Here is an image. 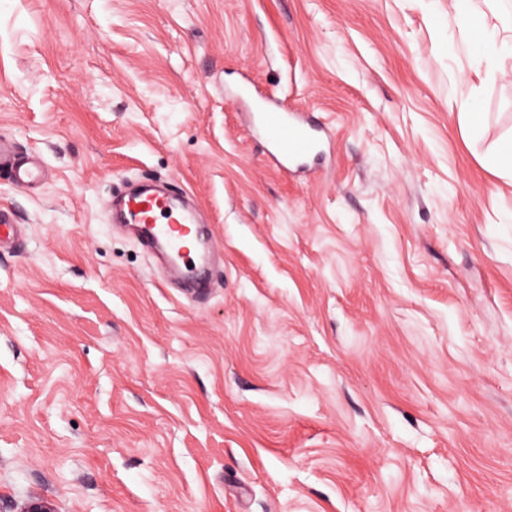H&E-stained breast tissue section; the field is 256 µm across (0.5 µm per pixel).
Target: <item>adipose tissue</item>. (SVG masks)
Returning <instances> with one entry per match:
<instances>
[{"instance_id":"ef3b65f1","label":"adipose tissue","mask_w":512,"mask_h":512,"mask_svg":"<svg viewBox=\"0 0 512 512\" xmlns=\"http://www.w3.org/2000/svg\"><path fill=\"white\" fill-rule=\"evenodd\" d=\"M460 38L472 44L471 71L480 83L505 77L512 60V0H451Z\"/></svg>"}]
</instances>
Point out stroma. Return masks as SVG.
I'll return each mask as SVG.
<instances>
[{"label":"stroma","instance_id":"35a3bbf8","mask_svg":"<svg viewBox=\"0 0 512 512\" xmlns=\"http://www.w3.org/2000/svg\"><path fill=\"white\" fill-rule=\"evenodd\" d=\"M448 0H0V512H512V75L461 116ZM310 112L280 173L234 88ZM217 241L186 293L112 221ZM10 166L14 168V184L19 188L33 187L41 177V170L35 165L28 166L27 163H18L0 143V167ZM112 216L113 221L117 217L124 224L149 225L153 239H163L176 249L181 261L177 272L186 279H194L193 250L197 244L205 249L206 241L193 210L180 206L174 196L144 190L113 201ZM23 233V225L15 223L11 210L0 206V249L12 245Z\"/></svg>","mask_w":512,"mask_h":512}]
</instances>
